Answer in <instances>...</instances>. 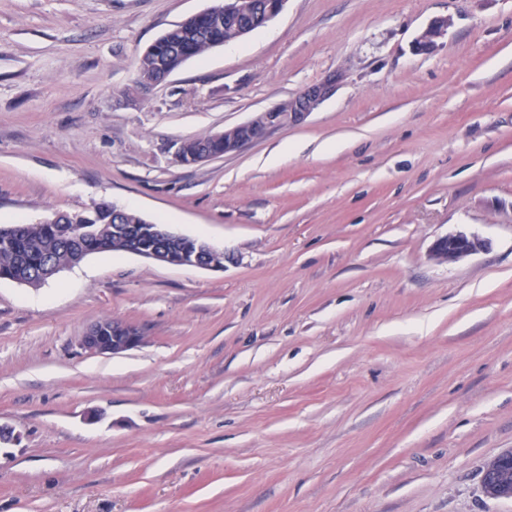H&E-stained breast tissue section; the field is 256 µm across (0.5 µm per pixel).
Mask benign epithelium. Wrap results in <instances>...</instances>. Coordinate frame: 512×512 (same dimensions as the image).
I'll use <instances>...</instances> for the list:
<instances>
[{
	"instance_id": "1",
	"label": "benign epithelium",
	"mask_w": 512,
	"mask_h": 512,
	"mask_svg": "<svg viewBox=\"0 0 512 512\" xmlns=\"http://www.w3.org/2000/svg\"><path fill=\"white\" fill-rule=\"evenodd\" d=\"M288 0H263L257 6L252 0H224L215 6L196 13V16L210 27H217L226 17H244L248 23L238 28V37L243 39L254 30L266 26L284 9ZM450 20L440 17L412 41L411 50L415 54L433 52L438 41L448 34ZM343 74L336 72L322 81L304 88L297 96L288 100V111L280 105L256 114L250 120L227 127L213 134L216 142L224 141V150L242 148L263 139L271 130L285 124L304 122L325 100L332 96ZM169 240H181L183 235L173 232L160 224H119L112 225V235L134 237V245L129 252L160 263L173 266H192L202 269L219 270L224 268V251L201 239H193V245L173 251L160 247L155 242L158 235ZM489 248V242L474 234L459 232L439 239L432 248V257L454 263L467 256ZM144 341L139 329L133 325L114 321L110 325H94L81 338L80 347L90 354H122Z\"/></svg>"
}]
</instances>
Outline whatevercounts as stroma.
I'll use <instances>...</instances> for the list:
<instances>
[{
  "instance_id": "stroma-1",
  "label": "stroma",
  "mask_w": 512,
  "mask_h": 512,
  "mask_svg": "<svg viewBox=\"0 0 512 512\" xmlns=\"http://www.w3.org/2000/svg\"><path fill=\"white\" fill-rule=\"evenodd\" d=\"M216 2L0 0V225L113 203L224 251L0 279V512H512L482 484L512 450V0H287L137 84ZM337 71L304 123L175 162ZM460 231L489 250L434 261ZM106 319L143 343L82 350ZM448 18L440 17L432 20L428 26L412 41L411 50L415 54H429L433 52L438 41L448 34ZM235 29L233 24L225 26L220 31H202L199 24L191 21L175 24L158 38V41L164 43L166 47L165 55L158 57L152 52H145L148 50L147 48L140 56L137 67L138 83L141 85L152 84L160 80L163 73L179 70L189 60V58L183 57L177 49L181 42L193 40L192 55L200 57L213 49L214 43L223 42L224 36L232 38Z\"/></svg>"
}]
</instances>
